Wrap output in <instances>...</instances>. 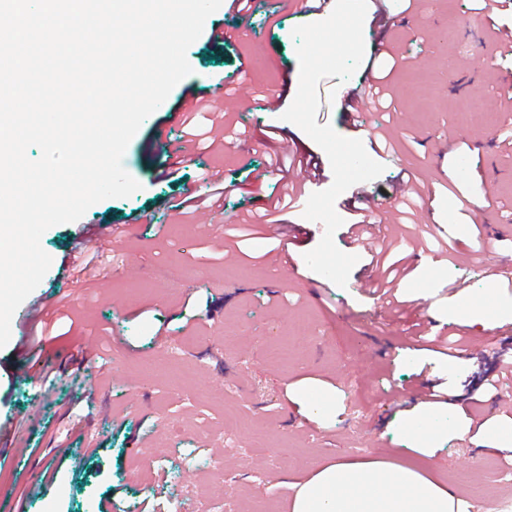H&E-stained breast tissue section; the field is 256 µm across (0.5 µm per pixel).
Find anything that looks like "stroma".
I'll use <instances>...</instances> for the list:
<instances>
[{
	"instance_id": "stroma-1",
	"label": "stroma",
	"mask_w": 512,
	"mask_h": 512,
	"mask_svg": "<svg viewBox=\"0 0 512 512\" xmlns=\"http://www.w3.org/2000/svg\"><path fill=\"white\" fill-rule=\"evenodd\" d=\"M313 20L296 0H253L243 17L220 6L207 25L236 29L239 40L220 50L199 37L187 51L193 72L183 83L201 96L216 81L236 84L237 99L218 94L213 101L226 125L247 127L251 140L220 157L188 158L175 179L157 180L162 161L180 145L170 120L180 92L172 90L122 158L140 191L101 201L43 234L52 264L32 296H71L52 316L44 357L67 362L88 341L97 358L48 392L22 371L15 344L0 348V424L22 423L0 447V487L11 492L0 512H13L14 497L55 464L48 441L62 407L87 415L88 425L55 483L30 498L27 512H99L104 501L112 512H231L240 500L290 512L293 484L348 456L419 462L467 512H512V451L498 449L492 437L512 426V386L486 396L472 376L473 355H491L512 338V322L485 329L448 320L449 305L462 296L512 306V289L484 272L489 263L512 264V149L504 145L512 139V111L501 105L502 89L512 86V56L495 48L496 29H512V5L388 0L386 16L365 19V56L351 79L318 86V124L360 139L385 167L363 185L371 197L395 196L412 168L425 185L423 202L395 234L393 256L404 273L398 302L381 319L379 297L362 286L371 257L351 239L349 194L335 203L343 219L335 244L358 258L346 287L325 285L304 263L324 227L305 219L300 206L285 215L300 229L289 248L267 228L225 247L226 228L278 191L268 152L317 162L307 193L333 182L321 147L281 118L299 78L292 31ZM380 71L393 74L392 104L364 112L363 130H353L341 103ZM261 89L281 95L279 107L254 110ZM465 98L473 108L463 118L456 104ZM380 126L397 142L388 156L374 148ZM205 164L224 171L223 213L175 216L167 202L183 187L207 195L199 179ZM113 222L118 235L102 243L111 260L93 287L63 285L62 265L77 240ZM450 245L462 261L432 265L430 255ZM180 267L190 276H176ZM431 318L462 339L456 356L418 337ZM273 349L279 358H270ZM429 381L457 400L434 405L448 429L424 455L411 449L403 421L420 411L414 397ZM306 396L331 404L312 418L302 410ZM474 397L483 400L478 427L466 413Z\"/></svg>"
}]
</instances>
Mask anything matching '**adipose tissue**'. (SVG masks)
<instances>
[{"label": "adipose tissue", "instance_id": "adipose-tissue-1", "mask_svg": "<svg viewBox=\"0 0 512 512\" xmlns=\"http://www.w3.org/2000/svg\"><path fill=\"white\" fill-rule=\"evenodd\" d=\"M291 512H462V500L414 463L352 456L314 470Z\"/></svg>", "mask_w": 512, "mask_h": 512}]
</instances>
